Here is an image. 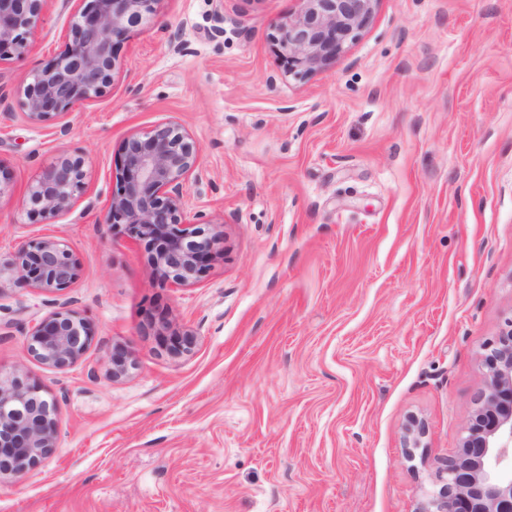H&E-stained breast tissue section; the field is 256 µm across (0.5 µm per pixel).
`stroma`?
Wrapping results in <instances>:
<instances>
[{"label": "stroma", "instance_id": "1", "mask_svg": "<svg viewBox=\"0 0 512 512\" xmlns=\"http://www.w3.org/2000/svg\"><path fill=\"white\" fill-rule=\"evenodd\" d=\"M78 7L50 0L0 60V253L52 233L81 265L54 295L0 285V367L58 400L56 452L0 484V512H419L512 317V0H380L304 79L272 42L296 0H158L101 97L31 122L20 91ZM168 121L200 147L188 212L224 232L187 288L155 286L144 245L100 221L125 139ZM62 155L86 188L31 217ZM66 301L96 336L61 372L26 335ZM161 313L189 353L146 334ZM114 345L136 361L117 381ZM85 160L64 156L43 167L28 187L30 214L50 218L69 212L85 190Z\"/></svg>", "mask_w": 512, "mask_h": 512}]
</instances>
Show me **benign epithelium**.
Returning a JSON list of instances; mask_svg holds the SVG:
<instances>
[{
    "label": "benign epithelium",
    "mask_w": 512,
    "mask_h": 512,
    "mask_svg": "<svg viewBox=\"0 0 512 512\" xmlns=\"http://www.w3.org/2000/svg\"><path fill=\"white\" fill-rule=\"evenodd\" d=\"M49 0H0V58L20 57ZM69 27L67 51L31 73L22 105L32 122L55 120L77 103L100 97L118 68L117 47L158 0H80ZM299 8L274 24L273 41L286 71L311 74L336 59L345 43L370 21L379 0H298ZM200 147L178 124H158L124 142L120 187L99 223L119 228L151 249L152 280L193 286L223 247L224 235L191 222L184 208ZM85 160L64 156L43 167L28 187L30 214L50 218L70 211L85 190ZM80 265L62 237L45 234L20 242L0 259V281L58 294L79 278ZM150 331L175 355L190 351L188 333L172 329L167 316ZM95 339L91 325L62 303L34 324L28 350L38 363L66 370ZM112 379L129 374L132 351L107 352ZM487 387L473 411L458 452L435 466L421 512H512V318L505 321L485 357ZM56 399L20 370L0 372V483L35 469L57 448Z\"/></svg>",
    "instance_id": "obj_1"
}]
</instances>
